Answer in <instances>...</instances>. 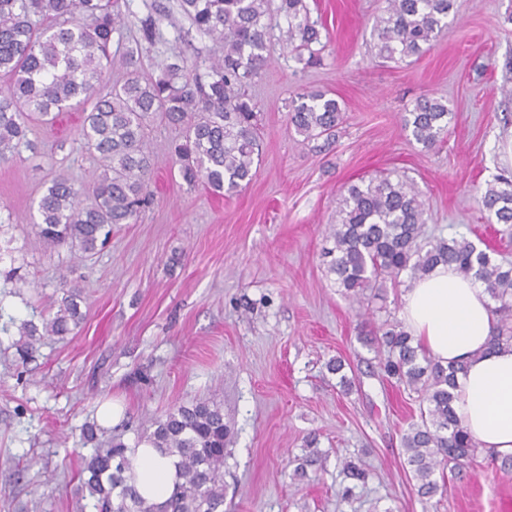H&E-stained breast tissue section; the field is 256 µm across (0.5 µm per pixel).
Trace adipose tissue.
Returning <instances> with one entry per match:
<instances>
[{
	"label": "adipose tissue",
	"mask_w": 512,
	"mask_h": 512,
	"mask_svg": "<svg viewBox=\"0 0 512 512\" xmlns=\"http://www.w3.org/2000/svg\"><path fill=\"white\" fill-rule=\"evenodd\" d=\"M400 316L429 356L464 364L454 391L462 427L495 456H512V346H489L497 315L485 288L440 265L407 288ZM130 476L142 496L161 503L173 491L176 470L145 442L132 453Z\"/></svg>",
	"instance_id": "1"
}]
</instances>
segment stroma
<instances>
[{
    "label": "stroma",
    "instance_id": "35a3bbf8",
    "mask_svg": "<svg viewBox=\"0 0 512 512\" xmlns=\"http://www.w3.org/2000/svg\"><path fill=\"white\" fill-rule=\"evenodd\" d=\"M152 2L122 5L109 80L123 77L134 46L149 74L176 54L201 66L223 54V43L192 31L177 0H162L159 36L142 41L137 19ZM306 2L327 31L322 61L303 66L272 43L249 88L262 114L257 174L235 195L184 182L166 159L177 130L154 125L152 204L85 257L44 246L32 222L56 172L85 185L101 172L79 136L82 112L33 128L35 149L0 161V512H76V473L91 453L80 428L104 403L121 406L131 445L172 407L200 399L220 404L232 430L224 512H512V471L483 460L446 475L433 498L418 495L401 448L417 396L382 382L360 340L364 310L376 323L398 318L402 292L360 307L322 257L341 188L395 169L430 209L428 236L477 237L512 261V238L478 203L486 182L512 172L503 151L512 137V0H458L447 30L411 64L371 54L383 0ZM302 88L332 93L346 112L327 151H310L288 126ZM425 93L446 97L454 113L430 151L399 121ZM63 279L81 289L83 322L17 364L18 326L57 309ZM338 357L358 380L347 391L327 368ZM313 449L317 462L298 474ZM346 460L369 473L347 501Z\"/></svg>",
    "mask_w": 512,
    "mask_h": 512
}]
</instances>
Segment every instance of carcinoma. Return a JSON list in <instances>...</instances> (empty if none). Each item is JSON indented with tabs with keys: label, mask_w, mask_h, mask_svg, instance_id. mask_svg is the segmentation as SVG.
Masks as SVG:
<instances>
[{
	"label": "carcinoma",
	"mask_w": 512,
	"mask_h": 512,
	"mask_svg": "<svg viewBox=\"0 0 512 512\" xmlns=\"http://www.w3.org/2000/svg\"><path fill=\"white\" fill-rule=\"evenodd\" d=\"M199 33L224 43V55L206 72L177 57L155 76L132 70L120 83L105 78L112 35L120 19V0H0V160L25 146L28 125L51 126L62 112L92 104L80 129L87 150L103 172L88 188L91 201H79L82 189L59 172L36 204L37 235L48 247L67 245L93 254L115 224L137 219L150 201L149 183L157 160L147 147L150 128L164 122L181 130L167 148L189 185L205 184L224 196L238 192L256 176L259 159L258 112L248 94L252 80L267 65L272 16L287 28L288 53L306 65L321 62V31L304 0H178ZM372 35L375 57L384 61L419 58L448 28L456 0H384ZM165 7L139 19L144 41L158 31ZM340 102L330 94L301 89L291 99L288 125L303 143L322 151L335 142L343 123ZM452 112L444 96L426 94L401 115L404 130L426 151L448 133ZM479 203L491 224L512 231V179L497 178L481 191ZM428 209L412 180L396 171L350 183L340 192L336 222L328 235L327 275L345 297L359 301L402 274L416 280L439 264L455 267L481 282L497 303L499 319L491 345H512V263L500 260L464 234L425 236ZM57 312L37 325L24 321L14 343L21 362L34 356L46 338H64L83 320L76 285L64 280ZM363 343L378 357V375L422 397L420 421L404 431L401 447L420 497L440 490L436 471L453 473L485 453L461 426L453 389L461 364L443 365L413 344L396 321L385 320ZM147 442L177 459V481L161 505L140 496L129 483L131 447L122 435L85 460L81 499L92 512H221L224 506V458L231 427L210 401L170 409L154 422Z\"/></svg>",
	"instance_id": "cac0c4a2"
}]
</instances>
